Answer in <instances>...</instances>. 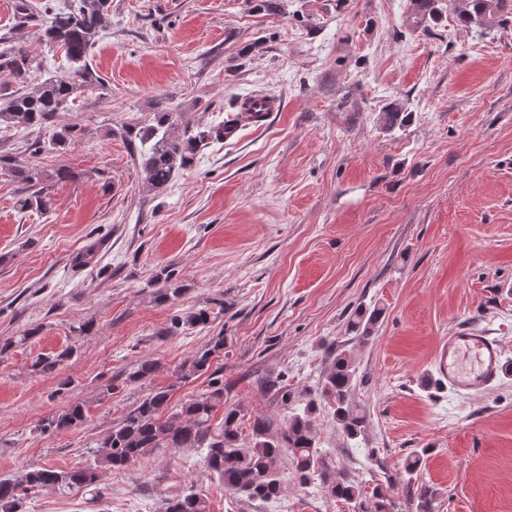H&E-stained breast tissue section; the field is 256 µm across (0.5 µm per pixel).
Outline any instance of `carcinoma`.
I'll use <instances>...</instances> for the list:
<instances>
[{
  "mask_svg": "<svg viewBox=\"0 0 512 512\" xmlns=\"http://www.w3.org/2000/svg\"><path fill=\"white\" fill-rule=\"evenodd\" d=\"M70 5L44 8L42 35L47 44L63 52L70 69L53 75L22 93L0 92V125L22 126L38 131H52L49 144L62 147L79 137L74 126H56V117L66 111L75 95L83 88L104 86L99 74L93 70L88 56L103 28L110 11L111 0H69ZM413 25L426 26L438 19L439 0H415ZM512 0H461L458 19L467 26H482L490 17H500ZM0 71L25 82L29 59L11 46L7 36H0ZM383 127L392 130L408 122V115L396 105L382 113ZM155 124L142 131L140 142L152 141L140 154L147 184L151 190H166L174 174L186 169L193 160L198 145L208 141L229 138L237 120L226 119L223 124L199 130L177 132L178 118L174 112H157ZM0 167L18 182L35 188L30 196L20 201L21 208L42 211L47 208L44 186L45 173L36 164L16 167L7 157H0ZM175 272L165 269L156 275L154 299L166 304L179 298L183 288L175 282ZM381 317V309L359 307L348 320L347 329L352 339L366 344ZM212 318L208 308H200L188 316L175 317L169 333L175 334L189 326L207 327ZM224 352V337L218 335L211 344L196 352L189 363L180 367L183 380L207 376V389L183 403L174 412L165 413L170 401L167 389L147 393L120 421L101 438L104 449L102 462L114 470L144 457L156 448H203L204 464L224 481V488L250 500L270 502L282 493L279 477L283 465L291 467L302 482L318 475L325 494L353 505L355 512H391L394 502L389 490L376 487L372 494L364 493L357 484L327 475V463L317 447L314 415L318 404L327 402L333 409L336 423L349 440L358 439L364 432L366 416L354 410L351 395L355 386V366L347 350L336 352L331 367L322 380L320 391L306 402L295 403L294 394L280 379L271 381L273 390L287 409L280 426L262 415L249 421L248 434H242L240 412L227 407L219 430L212 429L214 410L224 404V376L213 362ZM74 349L38 358L32 368L48 374L56 371L62 362L71 358ZM159 370L154 360H141L127 376L133 382L147 380ZM87 419L85 405L70 404L41 421L45 432H61L81 427ZM420 454L405 464L408 482L416 484L417 512H433L434 492L425 484H417ZM98 467L88 465L69 471L52 467L27 466L19 479H0V512H21L22 502L28 495L44 488L82 489L98 493ZM165 512H208L204 498L193 493L168 500Z\"/></svg>",
  "mask_w": 512,
  "mask_h": 512,
  "instance_id": "cac0c4a2",
  "label": "carcinoma"
}]
</instances>
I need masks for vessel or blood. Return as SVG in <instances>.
I'll use <instances>...</instances> for the list:
<instances>
[{"label": "vessel or blood", "mask_w": 512, "mask_h": 512, "mask_svg": "<svg viewBox=\"0 0 512 512\" xmlns=\"http://www.w3.org/2000/svg\"><path fill=\"white\" fill-rule=\"evenodd\" d=\"M505 371L499 341L483 330L462 328L448 336L439 375L454 391L480 392L490 388Z\"/></svg>", "instance_id": "obj_1"}]
</instances>
